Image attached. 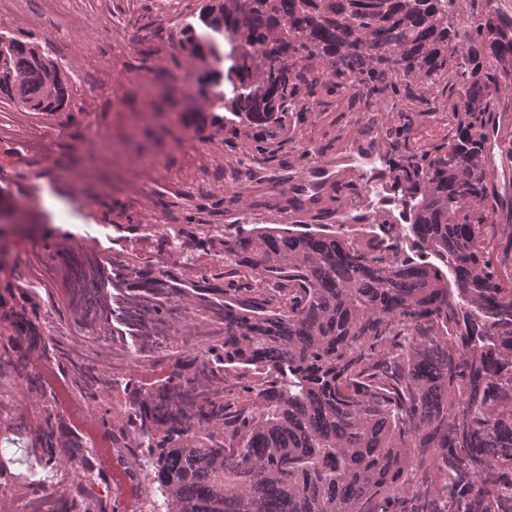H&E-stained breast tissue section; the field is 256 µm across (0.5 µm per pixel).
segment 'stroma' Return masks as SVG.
Wrapping results in <instances>:
<instances>
[{
    "mask_svg": "<svg viewBox=\"0 0 512 512\" xmlns=\"http://www.w3.org/2000/svg\"><path fill=\"white\" fill-rule=\"evenodd\" d=\"M61 11L75 22L60 27L54 41L44 42L51 26L41 0H19L18 9L0 15V31L43 42L62 78L73 85L70 104L49 118L31 117L29 133L51 144L47 156L26 152L21 144L0 140V296L7 281L26 283L29 272L47 273L45 288L32 291L46 335L69 348L75 361L110 375L138 371L151 377L152 367L133 363L111 335L91 340L75 324L64 291L68 259L77 247L111 258L131 250L155 262L157 234L171 225H189L202 234L204 225L232 216L240 224H280L285 210L279 191L257 197L251 174L240 161L253 144L248 122L214 124L220 111L211 106L215 79L202 62L181 49L171 33L164 0H60ZM124 22L127 39H112L96 28L98 15ZM153 85L144 95V85ZM321 110L301 125L305 142L325 158L336 157L357 135L350 114L337 112L334 99L318 91ZM104 129L106 148L92 142ZM148 158L161 163L143 174L145 196L127 192L131 162ZM380 153H362L356 169L340 182L363 189V213L377 222L402 224L410 200L393 196L389 179L366 181L365 172L380 169ZM40 409L15 381L0 409V482L21 501L41 498L43 512H66L68 480L44 464L38 437Z\"/></svg>",
    "mask_w": 512,
    "mask_h": 512,
    "instance_id": "35a3bbf8",
    "label": "stroma"
}]
</instances>
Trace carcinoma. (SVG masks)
Segmentation results:
<instances>
[{
	"instance_id": "1",
	"label": "carcinoma",
	"mask_w": 512,
	"mask_h": 512,
	"mask_svg": "<svg viewBox=\"0 0 512 512\" xmlns=\"http://www.w3.org/2000/svg\"><path fill=\"white\" fill-rule=\"evenodd\" d=\"M464 27L442 0H209L181 47L221 55L235 76L220 107L252 124L246 156L293 139L319 102L359 94L354 120L410 197L409 232L437 262L401 256L395 224L366 242L334 224H219L196 248L223 247L222 271L197 282L138 255L70 258L68 306L154 359L151 382L76 373L118 463L147 479L159 512H512V17L469 0ZM71 86L38 42L0 32V102L58 112ZM450 113L448 143L403 151L418 117ZM336 185L332 217L361 194ZM207 320L195 351L172 333ZM0 343L71 368L23 312L0 315ZM41 406L45 466L74 468L68 512H115L87 494L106 481L88 440L63 425L26 360L13 365ZM118 391L111 414L104 395Z\"/></svg>"
}]
</instances>
